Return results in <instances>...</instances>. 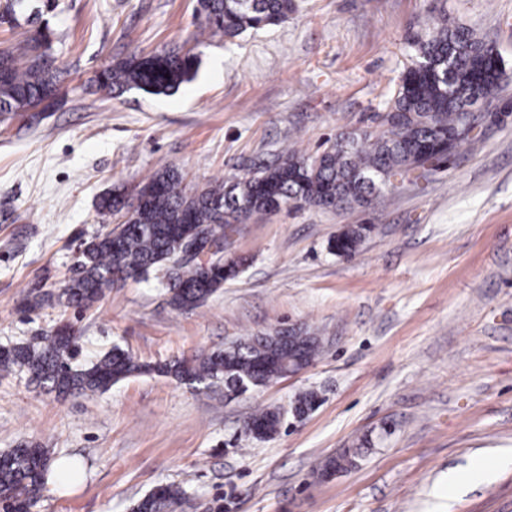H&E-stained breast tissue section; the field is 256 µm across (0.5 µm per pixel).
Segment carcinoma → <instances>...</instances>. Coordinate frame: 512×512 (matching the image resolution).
<instances>
[{
    "mask_svg": "<svg viewBox=\"0 0 512 512\" xmlns=\"http://www.w3.org/2000/svg\"><path fill=\"white\" fill-rule=\"evenodd\" d=\"M292 0H198L203 18L201 31L233 39L248 29L277 25L288 18ZM412 64L402 74L383 115V130L342 133L332 146L316 155L285 149L280 157L258 169L247 168L228 187L216 182L190 188L176 169L150 175L139 185L137 203H128L125 191L115 189L101 196V217L124 213L128 227L122 243L96 234L83 242L78 274L58 294L69 306L87 308L102 299L116 281L133 274L148 275L165 268L173 283L170 302L178 308H196L236 278L240 258L218 262L209 283L201 280L194 264L164 266V256L177 252L183 229L200 224L220 240L242 212H272L285 204H313L330 209L364 206L387 179L406 176L418 168L420 149L427 143L450 141L454 149L474 140L461 131L467 108L479 95L497 89L503 60L493 47L471 29L438 19L424 37L412 40ZM195 57L188 52L132 53L100 71L98 89L108 96L131 90L170 96L195 74ZM61 74L47 54V37H29L13 49L0 52V122L56 99ZM370 227L349 226L334 239L331 248L339 256H351ZM321 338L302 328L288 334V342L271 335L250 336L175 363H144L114 347L95 361L77 362V346L55 333L0 350V373H25L29 379L59 395L74 392L93 395L141 373L170 376L180 383L208 390L220 384L230 388L242 382L269 385L280 378L284 362L305 367L321 352ZM254 436L268 438L281 427L282 414L260 410L252 417ZM360 451L347 448L342 460L329 459L324 467L355 466ZM51 457L29 443L0 453V503L19 512H31L41 498ZM181 492L165 485L140 498L132 512H173Z\"/></svg>",
    "mask_w": 512,
    "mask_h": 512,
    "instance_id": "obj_1",
    "label": "carcinoma"
}]
</instances>
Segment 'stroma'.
Here are the masks:
<instances>
[{"instance_id": "1", "label": "stroma", "mask_w": 512, "mask_h": 512, "mask_svg": "<svg viewBox=\"0 0 512 512\" xmlns=\"http://www.w3.org/2000/svg\"><path fill=\"white\" fill-rule=\"evenodd\" d=\"M286 21L234 39L200 34L196 0H28L0 23V49L48 32L56 104L0 124V347L69 323L79 362L112 347L169 362L292 327L324 338L319 359L228 399L157 374L93 396L0 376V451L34 441L81 480L47 479L32 512H131L156 486L182 512H512V0H292ZM486 37L505 77L479 106L477 143L426 176L399 177L368 206H281L234 224L225 257L245 261L202 306L169 303L161 273L127 280L88 309L59 293L101 224L100 196L135 195L157 170L187 185L232 182L283 147L313 155L337 133H379L410 63L409 40L439 14ZM197 60L172 96L104 98L97 72L133 52ZM372 225L352 257L332 239ZM317 391L303 419L287 408ZM281 407L279 432L245 435ZM343 448L356 467L316 470ZM485 460L492 468L476 475Z\"/></svg>"}]
</instances>
